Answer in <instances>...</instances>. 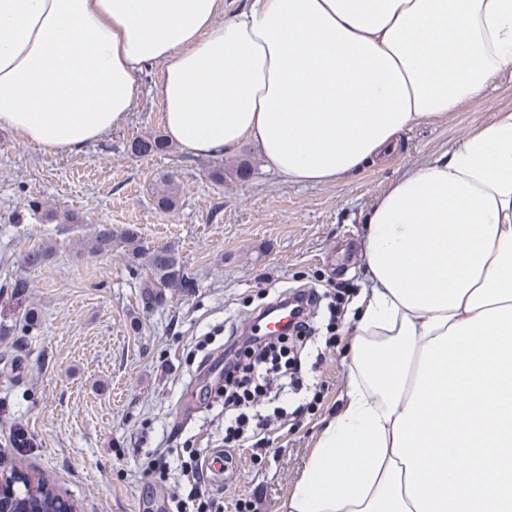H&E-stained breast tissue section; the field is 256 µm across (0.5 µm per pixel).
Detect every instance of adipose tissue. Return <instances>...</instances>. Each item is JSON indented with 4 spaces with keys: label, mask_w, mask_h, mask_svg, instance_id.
<instances>
[{
    "label": "adipose tissue",
    "mask_w": 512,
    "mask_h": 512,
    "mask_svg": "<svg viewBox=\"0 0 512 512\" xmlns=\"http://www.w3.org/2000/svg\"><path fill=\"white\" fill-rule=\"evenodd\" d=\"M170 141L289 182L360 172L512 66V0H0V128L75 152L140 75ZM349 403L288 512H512V113L369 211Z\"/></svg>",
    "instance_id": "ef3b65f1"
}]
</instances>
